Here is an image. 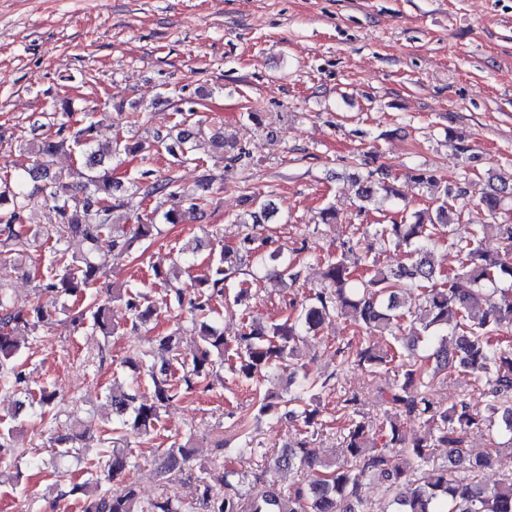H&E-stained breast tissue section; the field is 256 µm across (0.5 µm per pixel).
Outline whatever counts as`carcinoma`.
<instances>
[{
	"instance_id": "obj_1",
	"label": "carcinoma",
	"mask_w": 512,
	"mask_h": 512,
	"mask_svg": "<svg viewBox=\"0 0 512 512\" xmlns=\"http://www.w3.org/2000/svg\"><path fill=\"white\" fill-rule=\"evenodd\" d=\"M70 112L69 104L62 102L54 112L35 116L33 126L55 125L56 131L43 137L24 173L0 177V276L17 269L36 240L50 244L42 271L36 275V302L27 308L16 307L0 280V379L28 400L18 403L9 416L0 415V456L15 452L11 442L21 425V407L38 406L43 419L57 398V393L47 388L37 394L28 389L19 362L25 348L20 329L34 334L51 323L52 315L70 311L75 328L87 325L104 337L112 336L111 300L98 295L97 285L104 273L94 254L103 248L119 254L140 249L142 243L160 233V225L183 224L201 210L210 188L205 179L198 184V191H189L176 177H157L154 170L144 168L128 180V193L118 194L122 185L112 178V170L102 169L105 160L136 155L145 147L125 140L99 146L95 123L89 119L71 134L65 122H43ZM64 148L85 158V166L51 171V158ZM159 148L179 163L189 160L193 152L189 139L179 134L156 136L154 149ZM495 179L500 187L482 199L491 222L475 225L469 238H451L461 211L446 202L433 212L404 211L401 220L380 225L375 235L384 247L405 250V262L382 266L369 253L352 249L331 254L324 260L320 287L309 290L281 318L268 324L248 323L235 338L232 370L238 377L267 381L287 372L289 384L295 385L286 398L268 388L252 387L258 414L282 407L289 419L308 428L318 425L322 413L311 402L316 392L329 388L331 377L314 376L295 366L303 337L317 335L325 319L340 311L367 335L391 340L384 351L368 339L362 343L338 341L331 351L340 368L358 367L375 373L395 363L394 375L384 376L377 387V397L385 405L379 424L360 414L357 396L345 395L336 401V422L345 423L347 431L343 458L326 460L302 439L285 445L273 464L277 472L295 469L306 474L301 481L279 486L265 477V490L254 495L246 491L248 473L202 465L196 502L186 506L161 498L146 507L141 505L131 477L137 460L123 446L128 432L152 435L161 410L173 403L182 389L190 390L217 375L230 350L224 330L209 323L215 314L214 301L224 298V290L240 264L238 251L222 248L210 258L209 274L194 285L189 300L175 272L164 276L165 288L158 300L136 285L116 296L134 328L147 322L162 304L167 308L188 307L191 323L198 331L188 352L181 350L180 330L159 337V346L170 354L159 367L139 359L152 382L151 398L140 396L135 387L109 389L112 417L107 419V442L112 449L98 459L96 478L72 484L64 495L83 499L81 512H372L361 492L373 480L385 492L378 512H512V475L493 485L476 480V472L488 467L494 455L512 449V215L503 204L512 176L497 175ZM29 180L34 186L28 191L25 184ZM76 193L86 197L80 208L69 205V198ZM358 195L377 210L401 198L390 183L369 179L360 184ZM149 197L162 199L170 207L164 210L158 205L148 214L139 213L142 201ZM36 201L54 211L53 224L39 228L24 224V212ZM124 208L136 212V223H117L116 212ZM268 215V205L261 203L250 212V220L238 219L245 227L243 244L255 242L256 230ZM444 236L457 250L460 261L456 271L440 278L429 260V249ZM70 237L80 239L83 250L71 253L61 247ZM489 237L501 240L505 250L484 248ZM254 258L258 269L272 281L287 279L294 284L300 279L297 262L291 257L257 250ZM412 293L417 294V303L407 307L404 296ZM406 323L414 336L411 352L404 355L400 333ZM456 371L485 379L486 407L501 414L499 439L482 459L471 457L465 447V434L478 423L480 411L464 400L443 407L431 394L440 373ZM420 421L436 434L422 435L410 428ZM82 438L76 421L68 432L54 438L55 456L77 457ZM217 448L227 459H242L257 452L245 431L237 442L222 440ZM434 448L448 449V460L460 476L448 479V465L442 464L421 482L411 479L413 466L429 463ZM158 456L165 471L180 470L195 460V445L190 438H176L168 447L158 449Z\"/></svg>"
}]
</instances>
